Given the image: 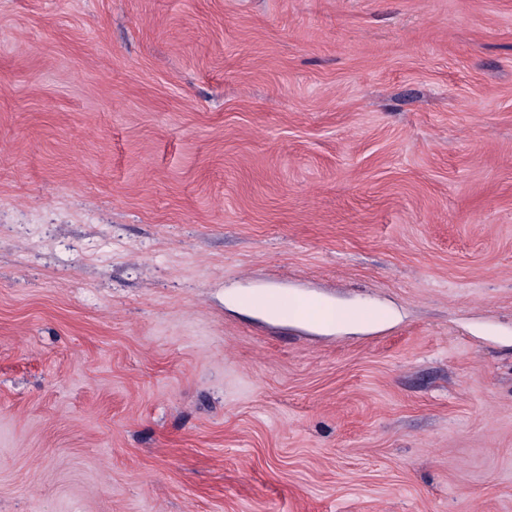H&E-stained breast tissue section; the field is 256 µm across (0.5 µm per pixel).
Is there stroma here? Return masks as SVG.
<instances>
[{"mask_svg":"<svg viewBox=\"0 0 512 512\" xmlns=\"http://www.w3.org/2000/svg\"><path fill=\"white\" fill-rule=\"evenodd\" d=\"M0 512H512V0H0Z\"/></svg>","mask_w":512,"mask_h":512,"instance_id":"35a3bbf8","label":"stroma"}]
</instances>
